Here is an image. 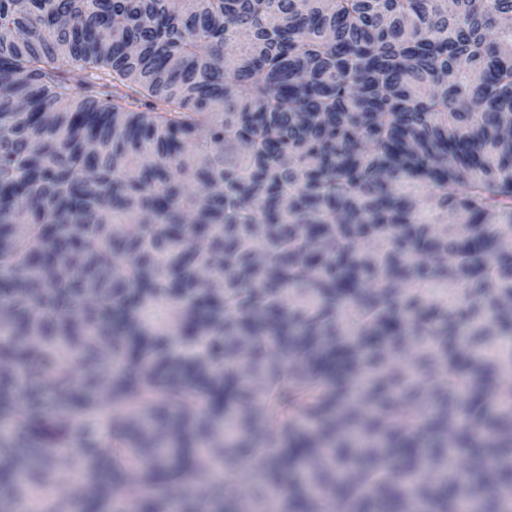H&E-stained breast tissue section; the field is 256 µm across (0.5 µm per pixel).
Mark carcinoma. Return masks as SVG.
Here are the masks:
<instances>
[{"label":"carcinoma","instance_id":"carcinoma-1","mask_svg":"<svg viewBox=\"0 0 512 512\" xmlns=\"http://www.w3.org/2000/svg\"><path fill=\"white\" fill-rule=\"evenodd\" d=\"M510 17L0 0V512H512Z\"/></svg>","mask_w":512,"mask_h":512}]
</instances>
